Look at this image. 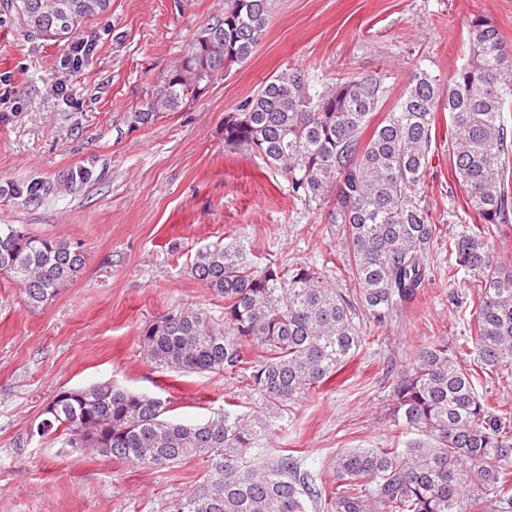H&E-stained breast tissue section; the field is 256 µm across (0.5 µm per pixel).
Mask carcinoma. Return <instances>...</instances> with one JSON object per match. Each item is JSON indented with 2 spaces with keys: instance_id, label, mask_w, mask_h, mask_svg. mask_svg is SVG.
<instances>
[{
  "instance_id": "cac0c4a2",
  "label": "carcinoma",
  "mask_w": 512,
  "mask_h": 512,
  "mask_svg": "<svg viewBox=\"0 0 512 512\" xmlns=\"http://www.w3.org/2000/svg\"><path fill=\"white\" fill-rule=\"evenodd\" d=\"M106 0H6L32 35L68 40L100 15ZM274 0H224L161 77L136 118L174 112L260 44ZM470 60L443 82L418 67L378 119L390 89L385 77L313 83L297 68L269 78L224 117V143L259 156L280 173L302 205L328 210L338 226L350 287L307 264L259 266L238 241L201 252L190 268L224 298V324L198 307L144 329L147 361L175 372L241 376L259 409L241 412L234 397L212 417L184 423L167 401L97 382L57 393L28 436L150 467L201 457L210 474L164 512H310L321 498L317 476L292 455L262 457L259 441L284 428L288 407L336 374L364 341L361 324L387 326L429 280L441 238L423 205L435 115L448 113L453 168L478 223L448 239L450 254L480 288L468 323L481 368L512 371V270L490 247L512 222V150L504 121L512 100V48L482 16L468 23ZM76 241L35 236L0 224V274L24 301L41 307L86 265ZM257 351L253 359L244 348ZM389 448L336 454L333 512H512V417L482 396L469 365L446 343L419 348L392 387Z\"/></svg>"
}]
</instances>
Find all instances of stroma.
I'll use <instances>...</instances> for the list:
<instances>
[{"instance_id": "stroma-1", "label": "stroma", "mask_w": 512, "mask_h": 512, "mask_svg": "<svg viewBox=\"0 0 512 512\" xmlns=\"http://www.w3.org/2000/svg\"><path fill=\"white\" fill-rule=\"evenodd\" d=\"M223 10L224 0H110L79 29L92 50L69 71L60 65L67 42L24 36L0 8V224L79 241L88 253L77 279L41 308L0 275V512H163L207 478L197 458L135 467L28 436L57 392L97 381L166 398L182 421L209 416L230 393L255 409L240 379L170 372L139 346L146 326L176 310L203 303L223 320V298L190 273L206 247L238 237L261 260L308 263L348 287L335 226L296 201L261 158L225 146L227 112L289 66L320 83L382 75L393 100L416 68L449 79L470 58L467 28L477 15L512 45V0H276L246 63L178 111L138 123L160 75ZM449 124L437 114L424 193L446 237L476 221L451 166ZM79 170L89 179L72 182ZM33 182L47 194H13ZM429 263L423 295L293 405L269 455L298 457L333 490L338 451L389 444L392 384L422 345L444 340L469 357L474 284L462 271L449 276L447 248Z\"/></svg>"}]
</instances>
